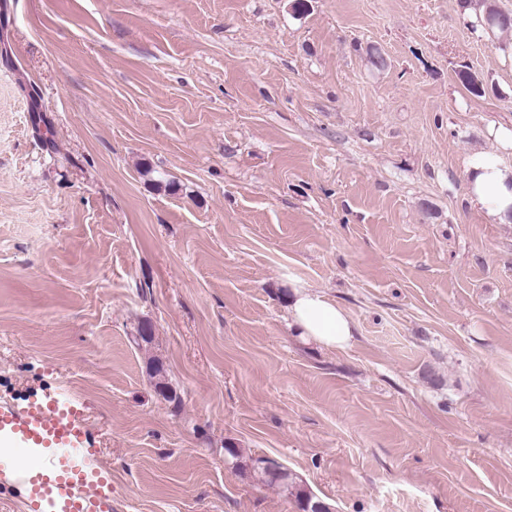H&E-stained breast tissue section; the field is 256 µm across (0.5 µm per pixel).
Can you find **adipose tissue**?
Returning a JSON list of instances; mask_svg holds the SVG:
<instances>
[{
	"mask_svg": "<svg viewBox=\"0 0 512 512\" xmlns=\"http://www.w3.org/2000/svg\"><path fill=\"white\" fill-rule=\"evenodd\" d=\"M471 201L496 224L512 223V168L478 154L468 163ZM289 325L302 342L332 349L350 345L355 328L347 312L313 288L295 283L288 300Z\"/></svg>",
	"mask_w": 512,
	"mask_h": 512,
	"instance_id": "obj_1",
	"label": "adipose tissue"
}]
</instances>
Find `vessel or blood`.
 Returning <instances> with one entry per match:
<instances>
[{"label":"vessel or blood","mask_w":512,"mask_h":512,"mask_svg":"<svg viewBox=\"0 0 512 512\" xmlns=\"http://www.w3.org/2000/svg\"><path fill=\"white\" fill-rule=\"evenodd\" d=\"M22 462L0 480L28 482L27 512H112V476L101 465L77 410L48 396L23 406H0V437Z\"/></svg>","instance_id":"vessel-or-blood-1"}]
</instances>
